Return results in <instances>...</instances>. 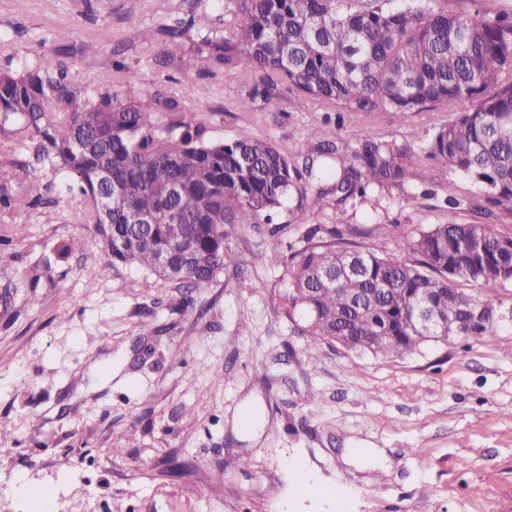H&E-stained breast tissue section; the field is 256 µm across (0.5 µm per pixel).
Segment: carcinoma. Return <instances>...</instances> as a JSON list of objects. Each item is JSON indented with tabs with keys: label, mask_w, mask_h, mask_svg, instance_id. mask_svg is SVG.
Listing matches in <instances>:
<instances>
[{
	"label": "carcinoma",
	"mask_w": 512,
	"mask_h": 512,
	"mask_svg": "<svg viewBox=\"0 0 512 512\" xmlns=\"http://www.w3.org/2000/svg\"><path fill=\"white\" fill-rule=\"evenodd\" d=\"M224 0V31L192 15L163 28L171 43L198 38L177 67L241 68L240 107L270 105L283 86L293 106L339 113L397 112L409 119L447 112L420 144L364 132L352 149L320 142L298 161L246 129L214 139L201 115L157 87L147 102L81 90L67 66L38 59L0 62V122L28 130L23 158L0 179V212L13 211L15 183L39 167L81 204L93 235L66 245L102 246L112 268L203 294L224 272L225 240L298 197L293 223H307L304 198L380 203L405 190L418 168L446 161L478 192L474 220L433 224L408 237V258L334 243L292 255L284 304L300 313L307 352L323 345L376 358L415 353L438 337L405 324L418 301L448 324V337L496 336L500 315L456 327L461 307L480 303L459 284L512 285V14L484 0ZM168 263L159 255L171 246ZM334 279L336 285L325 282Z\"/></svg>",
	"instance_id": "1"
}]
</instances>
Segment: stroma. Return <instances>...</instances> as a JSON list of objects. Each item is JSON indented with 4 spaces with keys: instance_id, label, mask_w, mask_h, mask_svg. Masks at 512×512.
<instances>
[{
    "instance_id": "obj_1",
    "label": "stroma",
    "mask_w": 512,
    "mask_h": 512,
    "mask_svg": "<svg viewBox=\"0 0 512 512\" xmlns=\"http://www.w3.org/2000/svg\"><path fill=\"white\" fill-rule=\"evenodd\" d=\"M222 15L216 0H0V29L18 55L56 60L59 48L80 88L144 97L156 87L201 113L214 137L241 128L282 152L306 153L309 127L331 143L354 144L360 129L420 139L444 112L403 120L393 112L338 119L292 92L241 111L242 79L174 58L165 24ZM96 65L86 69L84 56ZM138 74L126 85L114 62ZM392 192L380 208L333 196L306 200L309 220L288 208L270 225L245 226L225 242L224 272L198 298L169 282L144 285L135 267L113 269L100 249L62 253L91 225L61 198L51 215L27 202L52 183L33 173L24 203L5 222L23 235L0 246V512H33L35 493L55 512H512V286L482 289L502 319L496 337L454 338L392 359L322 346L309 355L282 303L284 258L307 232L370 229L357 248L403 256V237L433 224L466 222L449 192L470 184L448 163ZM273 222V223H274ZM384 223V233L374 232ZM278 251L281 262L269 261ZM43 273L30 287L25 273ZM249 269L246 278L237 266ZM223 384H216V377ZM189 463L185 476L176 465ZM345 498H338V491Z\"/></svg>"
}]
</instances>
